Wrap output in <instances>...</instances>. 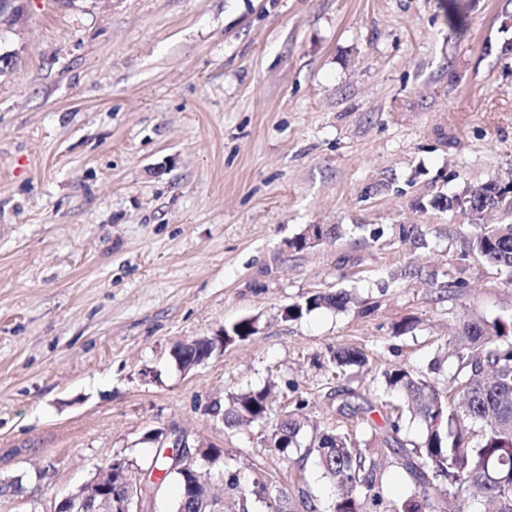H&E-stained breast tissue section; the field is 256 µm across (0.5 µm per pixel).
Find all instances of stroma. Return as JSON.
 Instances as JSON below:
<instances>
[{"label":"stroma","mask_w":512,"mask_h":512,"mask_svg":"<svg viewBox=\"0 0 512 512\" xmlns=\"http://www.w3.org/2000/svg\"><path fill=\"white\" fill-rule=\"evenodd\" d=\"M462 2L459 35L445 0H27L0 27V478L23 479L0 512H53L118 455L148 470L154 429L323 512L314 456L212 403L270 385L323 429L383 370L428 371L457 316L512 318L506 273L459 264L469 217L420 208L512 181V0ZM310 224L343 233L289 249ZM246 317L223 356L172 361ZM340 346L368 370L336 377ZM349 302L350 297L345 292H319L308 296L303 303L288 306L285 316L290 320H295L301 318L304 313L315 309H339L346 306ZM224 336H206L195 339L196 341H201L203 343H208L212 339L216 340V344L213 346L212 351L208 354L204 355L200 359H189L183 358L179 363L180 370L184 372H188L193 368L205 363L214 355L224 354V345L233 344L237 341H245L250 336L254 335L257 331V318L248 317L241 319L237 322L232 323L228 327H224Z\"/></svg>","instance_id":"obj_1"}]
</instances>
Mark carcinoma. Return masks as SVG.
<instances>
[{"label":"carcinoma","mask_w":512,"mask_h":512,"mask_svg":"<svg viewBox=\"0 0 512 512\" xmlns=\"http://www.w3.org/2000/svg\"><path fill=\"white\" fill-rule=\"evenodd\" d=\"M448 27L460 32L462 13L454 0H446ZM489 202L479 192L435 196L421 208L438 212H464L478 216L486 208L512 216V182H491ZM398 240L416 248L424 246L421 229L415 224L396 225ZM482 260L508 273L512 281V222L475 224L460 264ZM350 302L345 292H319L286 309L285 317L299 319L315 309H339ZM257 331V319L248 317L224 328V344L245 341ZM453 358L454 372L444 382L435 377L440 360L430 373H417L405 363L382 371L386 390L400 400H383L384 426L370 422L375 405L368 399L351 403L355 393L336 408L341 416L355 418L369 427L370 436L359 438L352 430H314L307 453L315 454L322 476L336 485V497L326 512H464L467 495L477 491L490 501L493 512H512V319L489 322L477 315H466L455 324L443 343ZM329 363L338 374L367 364L359 350L339 347ZM224 426L239 428L256 422L272 421L268 447L287 456L300 447L304 432L302 415L293 412L272 417L269 390H245L227 395L219 405ZM409 414L424 427L420 443L409 449L399 437L403 415ZM215 456L201 469L203 482L196 492L185 491L180 477L169 472L170 459L157 450L152 470L164 473L179 484L174 512H202L211 483L223 479L224 512H258L264 496L272 492L286 512H312L308 498L293 497L272 489L258 473L249 481L240 471L220 461L224 449L213 448ZM401 468L411 482L410 494L401 500L383 494L382 457Z\"/></svg>","instance_id":"carcinoma-1"}]
</instances>
